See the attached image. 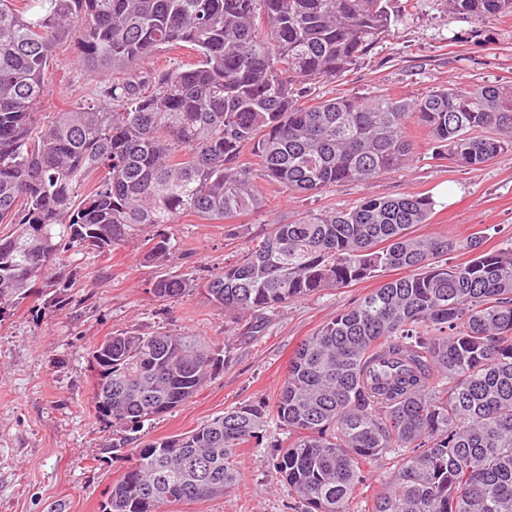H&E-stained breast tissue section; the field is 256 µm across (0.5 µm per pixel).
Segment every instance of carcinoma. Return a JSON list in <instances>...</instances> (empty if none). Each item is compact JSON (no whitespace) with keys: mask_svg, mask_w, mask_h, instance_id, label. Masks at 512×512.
Masks as SVG:
<instances>
[{"mask_svg":"<svg viewBox=\"0 0 512 512\" xmlns=\"http://www.w3.org/2000/svg\"><path fill=\"white\" fill-rule=\"evenodd\" d=\"M476 17L512 0H448ZM391 0H0V314L55 286L65 255L107 253L147 228L145 257L173 249L159 231L187 214L228 221L265 206L258 178L290 192L366 183L416 153L479 170L512 149V91L453 85L415 100L376 94L309 99L391 32ZM77 45L102 75L123 73L104 101L41 122L58 45ZM183 44L195 67L151 71ZM258 167L242 162L245 151ZM426 196H368L342 211L306 212L252 239L197 285L219 309L249 316L327 288L383 284L303 340L273 404L241 403L196 429L139 448L103 512L224 496L238 449L271 426L293 440L277 470L301 512H351L365 464L411 452L372 512H512V246L465 264L457 243L423 237ZM401 269L411 274L393 277ZM176 275L156 298L185 294ZM226 361L194 334L126 331L92 351L98 417L139 430L183 406Z\"/></svg>","mask_w":512,"mask_h":512,"instance_id":"1","label":"carcinoma"}]
</instances>
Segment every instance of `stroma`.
Returning a JSON list of instances; mask_svg holds the SVG:
<instances>
[{
	"label": "stroma",
	"mask_w": 512,
	"mask_h": 512,
	"mask_svg": "<svg viewBox=\"0 0 512 512\" xmlns=\"http://www.w3.org/2000/svg\"><path fill=\"white\" fill-rule=\"evenodd\" d=\"M394 3L402 11L390 34L349 72L313 86V97L383 92L411 100L456 83L512 88L511 14L481 20L452 12L448 0ZM107 84V76L92 73L73 43H63L41 111L100 100ZM413 135L414 160L373 182L316 194L262 183V211L229 223L188 216L171 225L175 248L165 266L146 261L137 241L109 254L83 250L70 256L55 288L6 306L0 314V512H102L134 450L126 432L96 419L91 407L90 352L107 336L131 330L195 333L228 347L229 362L195 398L145 422L140 431L147 439L169 437L238 403L274 402L297 346L378 286L365 281L288 303L268 312L263 335L249 336L237 315L210 304L200 290L157 300L151 288L160 276L203 282L235 262L248 240L263 236L270 224L290 222L305 211L344 210L367 196L430 197L433 213L416 232L456 240L452 264L470 260L465 244L474 236L482 237L487 250L512 245V151L470 171L432 160L423 131L414 129ZM288 438L287 431L269 430L239 449L241 481L224 496L170 503L159 512H297L275 467L278 448ZM401 463V454L389 453L369 464L371 478L357 491L353 512H371Z\"/></svg>",
	"instance_id": "stroma-1"
}]
</instances>
